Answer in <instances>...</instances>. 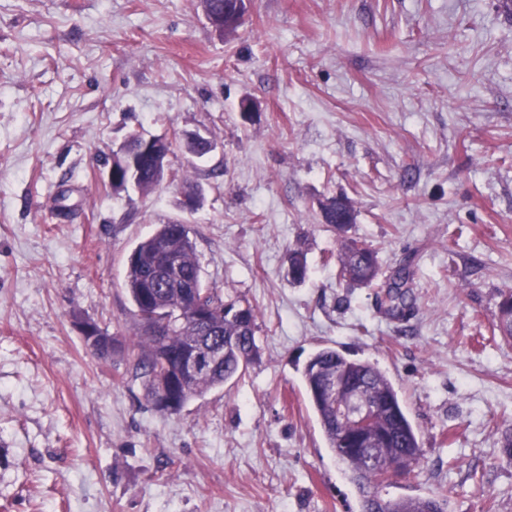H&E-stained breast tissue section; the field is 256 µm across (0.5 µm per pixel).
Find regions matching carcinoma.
<instances>
[{
    "label": "carcinoma",
    "mask_w": 512,
    "mask_h": 512,
    "mask_svg": "<svg viewBox=\"0 0 512 512\" xmlns=\"http://www.w3.org/2000/svg\"><path fill=\"white\" fill-rule=\"evenodd\" d=\"M163 175L152 164L141 168L138 187L144 193L157 188ZM322 223L341 232L354 223L351 201L334 196L320 207ZM289 274L295 281L308 275L304 252L289 257ZM339 280L351 287L378 285L381 268L376 252L353 238L342 241L337 255ZM169 263L177 264L181 276L194 288H175L161 275ZM412 273L401 266L383 282L387 311L402 317L412 304L409 282ZM124 287L134 307L136 338L132 341L98 331L84 337L98 358L135 359V376L142 383L151 407L161 413H179L192 399L224 386L243 375L258 354L256 309L239 295L224 294L202 283L195 244L185 224H161L141 240L128 257ZM206 294L211 306L207 320L196 322L194 295ZM501 339L512 344V290L501 294L496 315ZM219 349L218 366L193 380L180 383L170 411L156 404L164 362H175L189 353L192 344ZM310 405L320 424L328 448L346 466L363 493V512H448L442 496L404 498L390 495L394 476L409 475L418 468L422 449L420 435L408 418L405 406L387 375L368 360L351 358L333 347L311 353L301 371ZM357 398L372 408V421L364 431L338 406Z\"/></svg>",
    "instance_id": "obj_1"
}]
</instances>
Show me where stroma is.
<instances>
[{
    "mask_svg": "<svg viewBox=\"0 0 512 512\" xmlns=\"http://www.w3.org/2000/svg\"><path fill=\"white\" fill-rule=\"evenodd\" d=\"M135 128L172 140L171 179L117 196L98 156ZM195 131L216 148L189 165ZM339 194L383 274L411 265L406 320L339 284L343 236L320 217ZM170 222L204 285L255 307L260 349L173 415L79 330L132 336L127 257ZM508 289L503 0H246L224 37L200 0H0V512H362L301 382L323 346L384 370L421 433L420 473L392 495L512 512V346L493 333Z\"/></svg>",
    "mask_w": 512,
    "mask_h": 512,
    "instance_id": "stroma-1",
    "label": "stroma"
}]
</instances>
